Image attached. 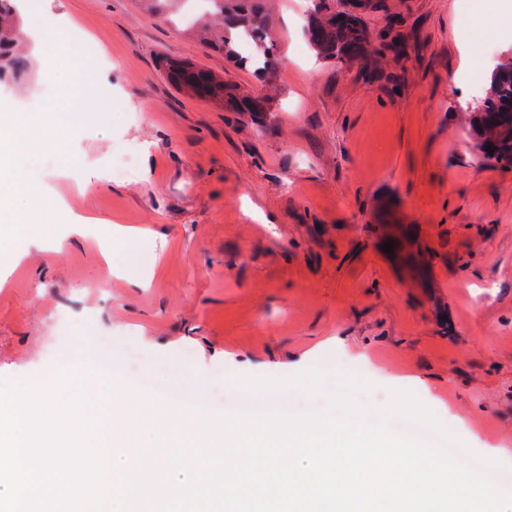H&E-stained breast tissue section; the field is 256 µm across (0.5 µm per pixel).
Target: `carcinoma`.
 I'll return each mask as SVG.
<instances>
[{
    "instance_id": "obj_1",
    "label": "carcinoma",
    "mask_w": 512,
    "mask_h": 512,
    "mask_svg": "<svg viewBox=\"0 0 512 512\" xmlns=\"http://www.w3.org/2000/svg\"><path fill=\"white\" fill-rule=\"evenodd\" d=\"M311 21L308 26V41L316 56L325 61L364 65L373 60L384 48L392 34L402 26L400 16L388 11L385 4L376 2L375 8L384 15V25L371 33L364 25L359 9L365 3H355L350 10L334 11L329 0H311ZM149 14L162 19L178 13L179 0H138ZM229 10L235 17L224 20V8L200 16L191 30L235 55V46L243 35L252 39V55L244 60L260 72L272 71L276 61L274 44L266 16L257 4L247 0L235 3ZM20 15L15 9H0V78L21 79L27 75L29 66L17 52ZM169 73L174 81L191 95L208 100L224 99V82L198 67L173 63ZM468 134L477 147L485 140L494 142V152L482 151L483 158L495 162L505 169L512 168V56L493 67L486 85L481 88L478 104L464 113Z\"/></svg>"
}]
</instances>
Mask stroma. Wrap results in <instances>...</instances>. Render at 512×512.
Segmentation results:
<instances>
[{
	"mask_svg": "<svg viewBox=\"0 0 512 512\" xmlns=\"http://www.w3.org/2000/svg\"><path fill=\"white\" fill-rule=\"evenodd\" d=\"M386 4L407 20L405 53H385L366 82L308 51L305 0H265L267 83L135 0H40L46 17L72 19L70 65L96 68L76 91L101 110L68 111L32 55L27 80L0 83V105L53 111L71 158L109 180L55 185L70 211L97 217L87 235H68L46 200L23 256L0 248V380L83 368L127 447L144 444L161 399L230 411L236 376L318 367L331 391L351 374L374 385L362 402L408 389L474 451L502 448L490 475L512 491V171L484 162L458 120L487 67L512 55V29L485 32L481 61L459 0ZM168 62L268 109L189 96ZM127 149L136 174L113 178ZM116 225L139 235L113 247ZM129 336L151 355L149 384L100 360V339Z\"/></svg>",
	"mask_w": 512,
	"mask_h": 512,
	"instance_id": "stroma-1",
	"label": "stroma"
}]
</instances>
